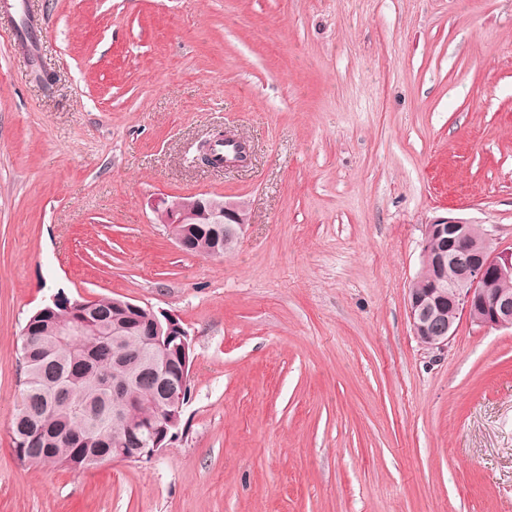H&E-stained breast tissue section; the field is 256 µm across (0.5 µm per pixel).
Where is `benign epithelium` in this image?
<instances>
[{"label":"benign epithelium","mask_w":512,"mask_h":512,"mask_svg":"<svg viewBox=\"0 0 512 512\" xmlns=\"http://www.w3.org/2000/svg\"><path fill=\"white\" fill-rule=\"evenodd\" d=\"M156 216L171 224H192L199 211L207 212L210 232L215 249L213 255L233 249L239 242L248 223L244 203L221 202L211 198L194 201L157 198L151 202ZM437 274L429 278L428 287L411 288L407 300V316L413 336L429 349L442 350L456 332L457 323L466 318L486 329L512 328V293L492 291L487 285L493 280L512 279V248L492 246L488 230L477 224L446 219L423 225L422 267L415 278H426L428 270ZM141 335L153 352L165 349L159 342L161 336H177L182 350V368L190 369L193 353L189 333L180 319L168 312L159 311L152 321L143 325ZM182 395L167 392V410L158 418L152 446L145 443L120 442L116 453L104 459L107 464L114 460L150 461L166 447L165 439L178 435L177 412Z\"/></svg>","instance_id":"1"}]
</instances>
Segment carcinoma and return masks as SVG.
I'll list each match as a JSON object with an SVG mask.
<instances>
[{
    "label": "carcinoma",
    "instance_id": "carcinoma-1",
    "mask_svg": "<svg viewBox=\"0 0 512 512\" xmlns=\"http://www.w3.org/2000/svg\"><path fill=\"white\" fill-rule=\"evenodd\" d=\"M187 253L211 256L206 220ZM112 298L71 299L60 291L26 321L18 353L20 393L12 421L13 450L24 464L85 471L129 431L147 436L163 389L178 384L174 367L146 357L142 337L112 326ZM161 377L139 380L142 369Z\"/></svg>",
    "mask_w": 512,
    "mask_h": 512
}]
</instances>
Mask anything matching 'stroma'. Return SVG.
I'll return each instance as SVG.
<instances>
[{
  "label": "stroma",
  "mask_w": 512,
  "mask_h": 512,
  "mask_svg": "<svg viewBox=\"0 0 512 512\" xmlns=\"http://www.w3.org/2000/svg\"><path fill=\"white\" fill-rule=\"evenodd\" d=\"M0 17V512H512V329L413 336L422 226L512 248V0H15ZM54 74L43 89L36 73ZM249 144L212 168L217 132ZM246 203L223 258L153 199ZM176 314L178 438L22 464L29 316L56 293Z\"/></svg>",
  "instance_id": "obj_1"
}]
</instances>
